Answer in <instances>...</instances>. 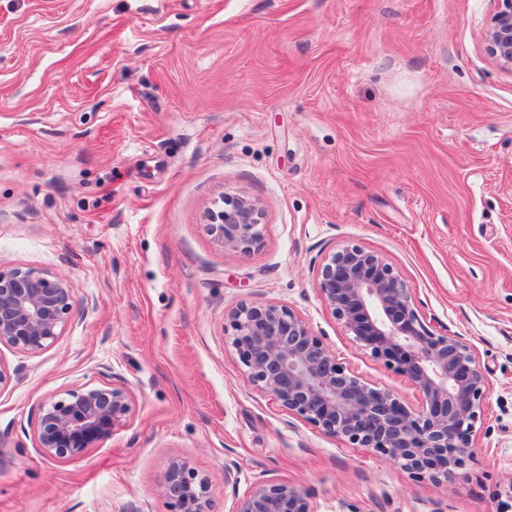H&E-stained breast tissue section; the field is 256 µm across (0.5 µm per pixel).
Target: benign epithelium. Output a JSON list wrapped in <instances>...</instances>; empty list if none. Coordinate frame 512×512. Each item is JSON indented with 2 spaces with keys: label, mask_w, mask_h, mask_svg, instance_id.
<instances>
[{
  "label": "benign epithelium",
  "mask_w": 512,
  "mask_h": 512,
  "mask_svg": "<svg viewBox=\"0 0 512 512\" xmlns=\"http://www.w3.org/2000/svg\"><path fill=\"white\" fill-rule=\"evenodd\" d=\"M497 7L484 32L488 54L512 67V0ZM208 229L229 253L264 239V209L248 196H223ZM321 302L370 356L407 378L420 397L412 407L346 366L287 305L253 302L228 317L224 335L248 381L288 414L355 448H368L412 477L448 478L472 457V437L489 383L472 347L434 328L411 289L379 254L357 244L332 251L319 266ZM85 314L70 280L34 267H0V345L29 355L53 346L66 324ZM123 384L79 386L43 401L35 414L38 447L58 463L83 459L130 415ZM232 512H316L310 494L283 479H260L245 493L230 467ZM166 512H214L211 481L181 459L159 484Z\"/></svg>",
  "instance_id": "7a95c632"
}]
</instances>
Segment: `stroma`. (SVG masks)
<instances>
[{
    "mask_svg": "<svg viewBox=\"0 0 512 512\" xmlns=\"http://www.w3.org/2000/svg\"><path fill=\"white\" fill-rule=\"evenodd\" d=\"M493 0H0V266L68 278L83 318L0 390V512H164L182 458L212 483H297L317 512H499L512 480V69ZM258 200L264 242L225 253L205 215ZM380 254L490 393L449 479L289 416L224 339L230 313L296 310L369 383L418 401L320 301L335 248ZM113 381L130 416L59 464L39 404ZM493 1L497 7L484 32L486 50L499 63L512 68V0Z\"/></svg>",
    "mask_w": 512,
    "mask_h": 512,
    "instance_id": "35a3bbf8",
    "label": "stroma"
}]
</instances>
